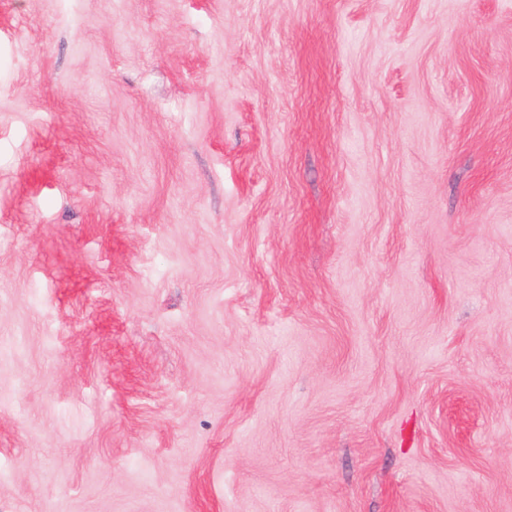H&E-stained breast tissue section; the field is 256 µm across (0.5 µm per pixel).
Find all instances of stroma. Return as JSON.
<instances>
[{"instance_id": "stroma-1", "label": "stroma", "mask_w": 512, "mask_h": 512, "mask_svg": "<svg viewBox=\"0 0 512 512\" xmlns=\"http://www.w3.org/2000/svg\"><path fill=\"white\" fill-rule=\"evenodd\" d=\"M0 512H512V0H0Z\"/></svg>"}]
</instances>
